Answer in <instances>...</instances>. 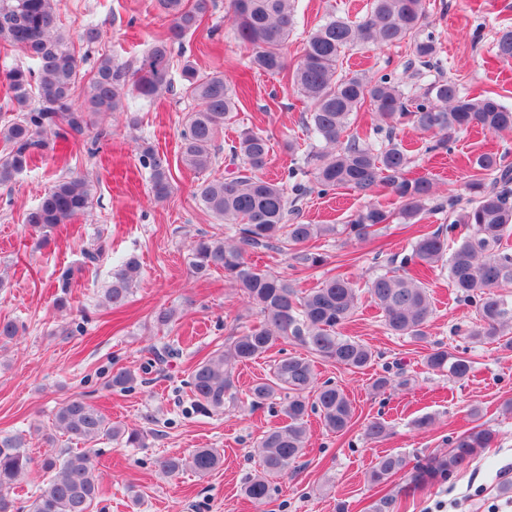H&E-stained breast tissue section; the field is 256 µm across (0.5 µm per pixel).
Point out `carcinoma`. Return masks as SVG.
<instances>
[{
	"instance_id": "carcinoma-1",
	"label": "carcinoma",
	"mask_w": 512,
	"mask_h": 512,
	"mask_svg": "<svg viewBox=\"0 0 512 512\" xmlns=\"http://www.w3.org/2000/svg\"><path fill=\"white\" fill-rule=\"evenodd\" d=\"M167 21L163 37L130 70L110 55L98 59L85 86L86 102L75 103L82 83L80 60L69 37L58 27L62 0H0V46L20 52L31 65L13 66L0 73L14 117L0 122V186L11 184L34 155L50 148L53 134L73 145L91 127L116 113H130L128 126H138L129 100L149 104L173 91L175 58H182L183 93L197 101L187 115L181 134L180 162L195 172L212 168L214 144L240 103L239 92L222 72L202 74L183 57L185 38L208 16L211 0H155ZM227 15L238 40L249 51L250 67L286 81L308 105L304 124L314 141L313 150L288 168L286 177L264 176L271 136L263 130L244 129L227 145V174L204 181L196 196L203 208L224 223L220 235L202 236L191 244L190 273L207 280L214 272L224 278L260 316L257 323L241 326L224 349L199 362L191 376L197 410L219 413L240 409L251 413L278 405L280 422L257 443L261 470L248 478L245 495L264 503L275 489L274 480L292 469L304 454L309 413L319 414L322 425L343 434L353 424L354 410L343 390L327 382L318 384L310 359L300 356L272 360L268 375L253 383L246 397L239 396L233 369L265 357L277 346L294 342L324 362L349 370H363L374 361L372 349L342 334L351 322L362 291L381 311L387 330L415 342L427 341L433 301L422 274L448 271L456 292L474 303L478 319L465 330L475 342H493L512 350V249L504 240L512 236V163L496 153H484L467 169L464 186L467 205L438 200L436 182L410 173L408 149L397 139L399 126L410 124L432 134L428 151L448 150L459 131L480 127L491 133L512 131V106L495 92L472 97L459 85L431 74L438 66L437 42L427 27L425 0H371L359 20L330 14L313 29L303 54L288 62L284 49L292 32L295 0H227ZM407 42L412 49L405 69L416 68L420 84L410 86L391 73L366 76L348 72L340 63L345 49L357 45L389 46ZM499 58L512 60V27L499 29L494 39ZM370 112L371 129L344 138L359 112ZM139 161L149 170L150 190L163 201L172 192L168 158L151 146L142 148ZM348 188L367 202L348 223L298 224L291 216L308 194L321 195ZM385 190L398 202L392 211L375 194ZM91 185L78 176L63 177L44 190L25 215L26 225L49 240L53 230L84 213L91 203ZM448 211L453 220L431 233L418 236L398 260L403 274H381L364 287L340 276L325 278L319 287L301 291L294 281L253 263L248 254L277 247L292 252L305 270L324 262L304 246L310 241L344 235L365 241L377 226L399 220L417 224L429 212ZM141 274L136 255L126 256L111 275L103 292L106 307L122 308ZM425 364L433 371L466 378L471 362L443 347H433ZM137 381L135 373L119 368L108 381L124 390ZM63 436L76 448H62L34 460L21 433L0 434V512H20L14 490L21 487L33 467L44 477L30 504V512H91L102 496L97 461L88 447L104 438L131 448L145 444L146 433L112 421L93 404L72 398L55 412L54 423L43 434L55 444ZM499 432L477 423L460 433L446 451L421 464L409 466L406 456L386 452L378 456L368 474L373 486L394 476L408 475L410 485L423 487L448 478L496 445ZM223 463L218 448H196L187 456H169L158 463L161 473L176 478L191 470L204 476Z\"/></svg>"
}]
</instances>
